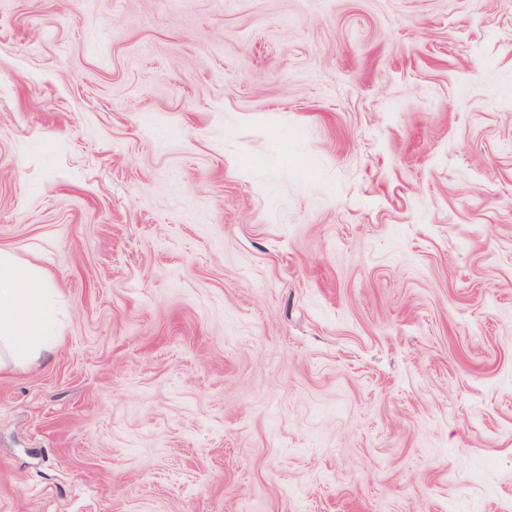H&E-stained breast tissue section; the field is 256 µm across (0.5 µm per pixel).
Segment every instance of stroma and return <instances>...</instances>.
Segmentation results:
<instances>
[{"mask_svg": "<svg viewBox=\"0 0 512 512\" xmlns=\"http://www.w3.org/2000/svg\"><path fill=\"white\" fill-rule=\"evenodd\" d=\"M0 512H512V0H0ZM0 372L50 352L60 341L54 288L41 270L0 250Z\"/></svg>", "mask_w": 512, "mask_h": 512, "instance_id": "stroma-1", "label": "stroma"}]
</instances>
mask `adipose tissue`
<instances>
[{
	"instance_id": "adipose-tissue-1",
	"label": "adipose tissue",
	"mask_w": 512,
	"mask_h": 512,
	"mask_svg": "<svg viewBox=\"0 0 512 512\" xmlns=\"http://www.w3.org/2000/svg\"><path fill=\"white\" fill-rule=\"evenodd\" d=\"M53 294L43 271L0 250V372L23 365L59 343Z\"/></svg>"
}]
</instances>
